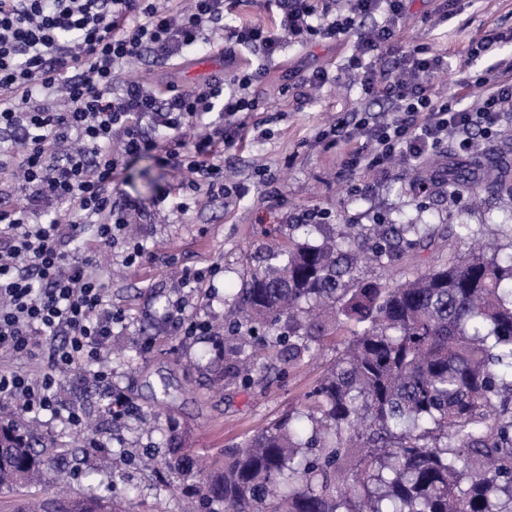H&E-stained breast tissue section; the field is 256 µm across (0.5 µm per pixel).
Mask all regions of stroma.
I'll return each mask as SVG.
<instances>
[{
  "instance_id": "35a3bbf8",
  "label": "stroma",
  "mask_w": 512,
  "mask_h": 512,
  "mask_svg": "<svg viewBox=\"0 0 512 512\" xmlns=\"http://www.w3.org/2000/svg\"><path fill=\"white\" fill-rule=\"evenodd\" d=\"M496 26L512 28V0H406L390 46L399 52L425 46L444 57L446 68L431 81L433 94L472 108L484 92L476 75L512 57L511 42L471 58L472 44ZM356 43L352 31L307 40L288 36L273 57L243 49L225 61L227 72L259 66L267 71L255 88L259 109L244 116L245 140L224 151V180L240 185L241 195L183 193L185 173L161 163L154 153L119 163L112 187L137 208L129 235H118L111 252L97 257L106 300L125 315L113 325L101 355L116 390L137 413L111 421L109 397L86 370L63 380L59 396L66 406L78 408L92 429L71 427L48 413L23 417L15 404L0 402L1 422L24 419L58 444L57 470L44 472L41 482L21 488V495L55 497L62 469L72 476L69 492L112 499L126 512H185L187 481L168 466L171 441H180L195 471L225 448L300 409L305 395L334 364L337 345L347 340V333L320 343L314 358L259 369L250 386L233 377L225 378L223 390L211 386L222 366L214 352L216 339L240 346L243 354L252 351L253 340L225 329L224 313L275 242L292 237L316 244L378 222L418 225L416 248L391 264L372 262L360 270L363 279L389 284L413 279L450 255L468 252L471 243L451 232L454 224L491 225L500 257L512 255V173L507 190L486 193L477 204L465 193L449 195L441 185L421 190L415 180L434 160L459 166L478 160L493 172L501 162L512 163V103L505 105L497 133L481 141L476 154L458 153L448 142L433 156L400 162L385 174L349 170L344 161L354 142L325 139L323 131L386 107L379 98L364 95L345 69ZM223 45L217 38L169 62L148 54L131 69L157 87L189 89L205 80L201 74L189 76V61ZM317 67L329 71L331 82L302 95L298 80ZM165 192L169 201L157 203ZM176 201L186 202V210L173 209ZM133 242L142 244L144 252L139 263L129 266L124 257ZM196 273L204 276L201 287H184V277ZM178 307L186 319L205 323L207 332L175 335L168 315ZM89 458L97 467L92 482L80 477Z\"/></svg>"
}]
</instances>
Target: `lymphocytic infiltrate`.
Returning a JSON list of instances; mask_svg holds the SVG:
<instances>
[{"mask_svg":"<svg viewBox=\"0 0 512 512\" xmlns=\"http://www.w3.org/2000/svg\"><path fill=\"white\" fill-rule=\"evenodd\" d=\"M405 0H352L351 14L323 24L316 0H283L279 32L261 24L224 25V0H191L189 11L159 7L156 0H0V130L21 132L23 151L0 146V171L21 183L16 204L0 210V350L47 361L50 373L32 379L0 372V399L17 401L37 415L63 412L61 374L100 358L112 338L115 314L105 311V288L91 268L98 252L111 250L133 210L112 190L119 158L162 150L164 164L187 171L189 192L224 186L223 153L242 139L239 114L253 111L249 95L259 69L233 71L229 81L192 89H158L122 75L125 64L151 52L182 56L224 30L229 44L273 57L286 34H340L360 28L353 64L365 93L391 103L380 123L355 121L365 144L350 151L352 169L385 171L396 160H417L455 135L459 151H474V129L497 124L512 102V60L486 77L477 109L434 98L428 83L443 69L441 57L418 47L378 66ZM66 91L67 109L53 98ZM223 126L191 139L190 122L211 113ZM65 202L70 223L46 222L44 203ZM94 237L80 252L60 249L61 238L78 237L88 219ZM66 413V412H63ZM69 425L83 423L66 413Z\"/></svg>","mask_w":512,"mask_h":512,"instance_id":"lymphocytic-infiltrate-1","label":"lymphocytic infiltrate"}]
</instances>
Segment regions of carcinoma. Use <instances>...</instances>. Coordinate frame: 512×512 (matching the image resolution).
<instances>
[{
	"mask_svg": "<svg viewBox=\"0 0 512 512\" xmlns=\"http://www.w3.org/2000/svg\"><path fill=\"white\" fill-rule=\"evenodd\" d=\"M448 194L490 189L472 169H448ZM417 242L384 224L354 236L271 246L250 271L226 323L261 332L265 360L314 354L345 324L351 341L289 415L224 450L197 476V512H512V255L454 256L405 283L359 276L360 253L382 265ZM241 349L222 375L252 379ZM57 447L0 424V494L53 468ZM58 512H112L94 494ZM19 498L11 512H50Z\"/></svg>",
	"mask_w": 512,
	"mask_h": 512,
	"instance_id": "cac0c4a2",
	"label": "carcinoma"
}]
</instances>
